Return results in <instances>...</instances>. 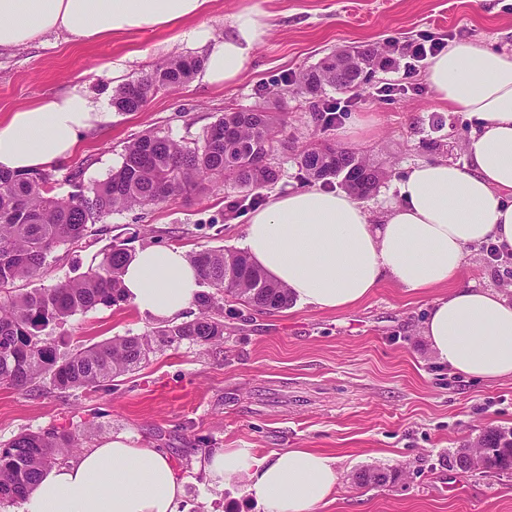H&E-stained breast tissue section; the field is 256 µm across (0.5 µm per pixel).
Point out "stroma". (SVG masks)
<instances>
[{"mask_svg":"<svg viewBox=\"0 0 512 512\" xmlns=\"http://www.w3.org/2000/svg\"><path fill=\"white\" fill-rule=\"evenodd\" d=\"M247 8L265 12L268 29L238 79L191 81L157 92L141 111L113 112L75 155L52 164L60 194L72 190L64 182L69 175L84 185L106 179L121 165L125 146L146 132L191 142L221 114L261 107L284 120L287 145L270 157L280 171L275 191L304 187L296 157L326 140L389 170L363 200L377 218L412 165L464 162L475 121L437 103L425 60L408 78L396 68H378L352 92L326 89L323 100L343 106L327 132L313 123L309 97L284 93L286 79L340 46L372 43L391 58L423 38L512 48V0H212L191 24L220 36ZM200 55L179 30L164 28L86 43L52 34L1 50L0 119L75 84L103 92L109 61L125 59L134 79L163 60ZM251 210L245 191L220 183L114 212L97 223L92 246L52 253L42 277L21 288L78 276L96 252L118 241L131 250L236 249ZM458 282L512 297V256L493 261L485 246L471 247ZM434 297L386 281L341 311L225 303L220 345L185 342L159 350L141 368L96 390L60 392L45 382L32 391L0 387V442L55 428L76 433L83 451L113 435H131L166 449L180 468L186 482L179 512H263L241 486L227 490L207 476L202 458L219 448H250L261 456L311 448L335 458L337 494L319 512H512V475L448 465L449 454L486 430H512V380H472L437 365L421 333ZM155 326L127 303L77 314L46 334L62 347L88 346ZM363 469L385 471L390 480L357 486L351 477Z\"/></svg>","mask_w":512,"mask_h":512,"instance_id":"obj_1","label":"stroma"}]
</instances>
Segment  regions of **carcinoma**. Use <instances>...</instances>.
<instances>
[{
  "mask_svg": "<svg viewBox=\"0 0 512 512\" xmlns=\"http://www.w3.org/2000/svg\"><path fill=\"white\" fill-rule=\"evenodd\" d=\"M360 62L336 75V55L329 53L301 71L295 89L313 98L325 88L347 92L363 83L360 64L381 56L371 44L357 47ZM201 67L195 58H172L151 72L130 80L112 95L119 112H138L159 90H175ZM313 120L323 129L336 125L331 105H314ZM283 121L277 112H226L189 145L169 136L147 132L124 148L121 166L105 180L57 192L59 182L47 171L0 172V386L24 390L46 380L57 390L97 388L138 367L154 347H174L188 341L208 345L224 339V297L245 307L282 309L292 299L288 289L272 281L250 259L236 251L208 249L193 256L202 292L199 315L176 325H160L142 336H121L91 346L60 352L55 341L43 336L52 324H64L78 313L99 306L111 308L127 302L120 273L128 251L113 244L100 252L97 264L79 276L50 288L22 292L18 283L39 276L48 254L81 242L89 228L115 211L156 205L207 189L212 183L230 182L253 194L275 183L279 171L262 158L280 142ZM297 163L307 182L328 181L341 171L351 172L340 183L363 199L388 176L359 152L333 143H317L303 150ZM78 446L73 432L48 429L21 433L0 445V504H14L32 488L41 472L63 461L68 448ZM484 469L512 470V458L491 454ZM358 485H385L383 471L357 473Z\"/></svg>",
  "mask_w": 512,
  "mask_h": 512,
  "instance_id": "1",
  "label": "carcinoma"
}]
</instances>
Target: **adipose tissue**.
Masks as SVG:
<instances>
[{"label": "adipose tissue", "instance_id": "ef3b65f1", "mask_svg": "<svg viewBox=\"0 0 512 512\" xmlns=\"http://www.w3.org/2000/svg\"><path fill=\"white\" fill-rule=\"evenodd\" d=\"M211 0H0V50L51 32L90 42L180 26ZM264 14L239 12L227 35L191 31L205 54L198 79L227 83L242 73L266 34ZM427 81L439 103L474 117L479 129L464 164L430 160L399 180L379 220L345 190L316 186L277 195L249 214L241 241L247 256L295 301L341 311L368 298L383 280L435 291L422 334L441 366L468 377L512 378V299L456 283L467 249L490 244L512 254V51L467 41L430 63ZM107 96L75 84L0 120V171L30 173L71 156L82 133L110 122ZM137 311L166 322L202 288L197 269L177 246H140L122 274ZM221 486L239 481L264 512H316L339 482L333 459L310 448L259 457L248 448L207 456ZM184 479L161 448L127 434L84 450L45 471L18 512H177Z\"/></svg>", "mask_w": 512, "mask_h": 512}]
</instances>
